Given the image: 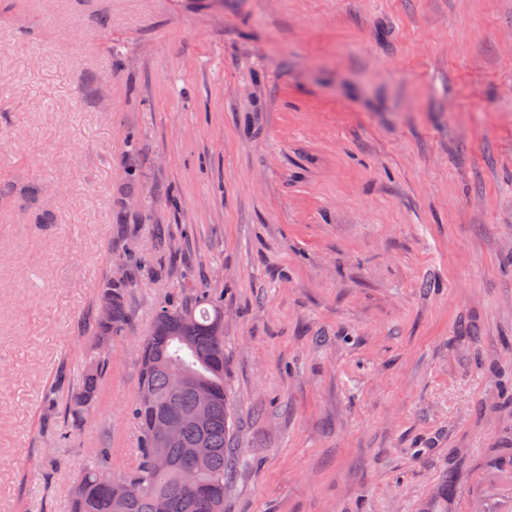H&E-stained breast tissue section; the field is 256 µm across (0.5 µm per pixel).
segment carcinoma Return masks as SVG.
<instances>
[{
	"instance_id": "obj_1",
	"label": "carcinoma",
	"mask_w": 512,
	"mask_h": 512,
	"mask_svg": "<svg viewBox=\"0 0 512 512\" xmlns=\"http://www.w3.org/2000/svg\"><path fill=\"white\" fill-rule=\"evenodd\" d=\"M127 277L105 274L78 335L88 353L81 382L74 386L62 361L48 404L75 437L96 416L104 382L112 374V341L126 327ZM186 386L177 390L173 377ZM131 416L137 427L135 462L112 468L106 443L84 461L71 485L70 512H224L232 481L230 403L224 388V312L206 293L181 304L159 306L138 357L136 398ZM181 423L179 434L159 439L161 420ZM424 512H448V486L436 490Z\"/></svg>"
}]
</instances>
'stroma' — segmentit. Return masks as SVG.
I'll return each mask as SVG.
<instances>
[{"mask_svg": "<svg viewBox=\"0 0 512 512\" xmlns=\"http://www.w3.org/2000/svg\"><path fill=\"white\" fill-rule=\"evenodd\" d=\"M131 250L64 440L44 394ZM204 291L224 512H512V0H0V512H67L102 428L132 462L141 338ZM127 280L126 274L117 278L111 265L90 310L78 321V337L88 349L81 382L71 385L68 363L62 360L48 391L49 407L66 424L68 438L75 437L95 418L103 384L112 374V341L122 334L128 319Z\"/></svg>", "mask_w": 512, "mask_h": 512, "instance_id": "35a3bbf8", "label": "stroma"}]
</instances>
